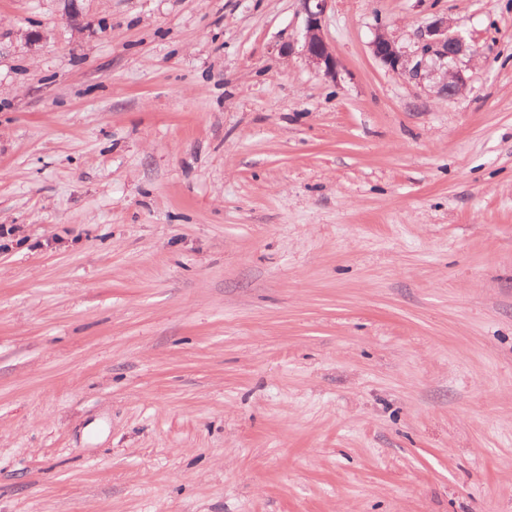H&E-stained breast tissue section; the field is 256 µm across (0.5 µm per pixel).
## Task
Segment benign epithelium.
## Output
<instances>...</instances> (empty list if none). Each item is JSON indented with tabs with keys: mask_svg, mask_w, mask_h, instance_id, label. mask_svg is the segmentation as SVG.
Segmentation results:
<instances>
[{
	"mask_svg": "<svg viewBox=\"0 0 512 512\" xmlns=\"http://www.w3.org/2000/svg\"><path fill=\"white\" fill-rule=\"evenodd\" d=\"M330 2L331 0H301L305 14L301 55L317 71L334 80L338 74L339 62L322 32V20ZM370 50L389 70L412 79L421 77L427 60L438 62L443 66L439 83L441 94L453 97L466 89V78L456 67V63L460 57L472 53V47L466 43L460 32L453 29V23L446 19H437L420 30L418 47L413 52L398 46V42L387 32L386 25L380 23L370 42Z\"/></svg>",
	"mask_w": 512,
	"mask_h": 512,
	"instance_id": "benign-epithelium-1",
	"label": "benign epithelium"
}]
</instances>
